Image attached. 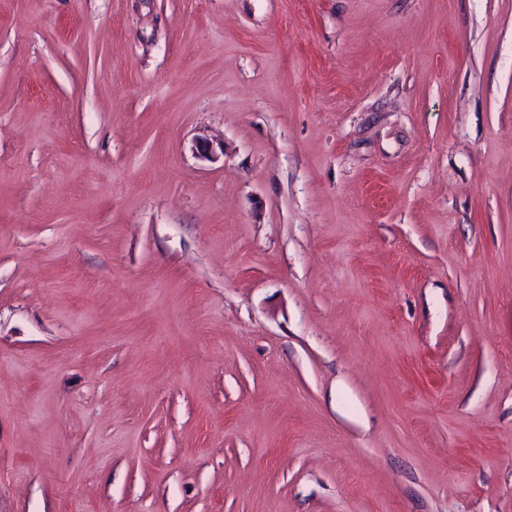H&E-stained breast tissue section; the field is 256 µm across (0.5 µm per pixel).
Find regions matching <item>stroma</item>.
Here are the masks:
<instances>
[{
  "label": "stroma",
  "instance_id": "obj_1",
  "mask_svg": "<svg viewBox=\"0 0 512 512\" xmlns=\"http://www.w3.org/2000/svg\"><path fill=\"white\" fill-rule=\"evenodd\" d=\"M0 512H512V0H0Z\"/></svg>",
  "mask_w": 512,
  "mask_h": 512
}]
</instances>
